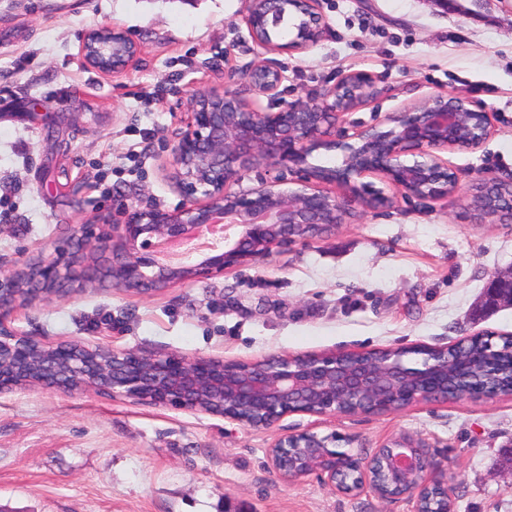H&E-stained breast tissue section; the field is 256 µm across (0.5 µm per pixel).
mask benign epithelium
Returning <instances> with one entry per match:
<instances>
[{
	"label": "benign epithelium",
	"mask_w": 512,
	"mask_h": 512,
	"mask_svg": "<svg viewBox=\"0 0 512 512\" xmlns=\"http://www.w3.org/2000/svg\"><path fill=\"white\" fill-rule=\"evenodd\" d=\"M308 6L302 32L285 44L268 43L257 35L256 21L273 22L288 0H248L246 21L253 41L269 50L298 51L318 41L322 16L318 0H298ZM112 36V48L98 49L93 34ZM139 46L117 28L84 34L85 63L108 75H119L135 64ZM287 79L284 71L260 61L248 73L255 98L208 90L190 96L171 149L173 178L183 195L173 210L137 209L125 203L117 210L120 223L70 224L53 254L33 266L24 263L0 271V346H7L13 364H0V390L23 381L30 360L28 336L7 325L19 305L61 293L58 285L86 281L87 267L75 262L78 250L101 246L114 288L150 294L176 283L207 280L228 269L268 254L272 248L328 234L344 222L351 207L376 208L393 203L380 189L370 190L362 179L381 177L404 196H448V178L459 188L457 172L443 162L450 149L478 146L486 138L491 115L456 97L437 95L422 105L393 112V127L365 126L351 135H331L340 116L366 100L373 88L365 73H350L320 98L287 105L277 111L262 107L260 98L273 100ZM321 147L343 155L341 166L314 167L307 158ZM260 168L291 172L295 187L283 188L278 179L246 190H231L242 177ZM334 183L346 190L343 199L318 189ZM224 224V244L194 255L175 266L156 261L161 239L192 236L203 224ZM36 271L35 287H17L20 272ZM512 306V270L496 273L479 302V314ZM108 364L91 359L86 347L73 343L54 346L43 376L33 384L53 391L94 389L110 397L177 410L221 416L254 430H270L286 415L303 413L326 417L373 414V404L391 400L388 410L417 403L453 399L480 400L511 396L500 389H478L467 382L448 391L441 374L447 358L426 355L419 366L391 352L376 357L337 352L318 356H276L240 367L237 361L191 359L177 354H142L114 350L98 343ZM107 376L100 388L94 380ZM275 476L288 483L319 475L334 491L345 495L370 492L383 501L405 499L411 512H424L433 498L452 502L448 470L435 462L428 446L413 437H397L370 456L336 448V434L323 437L300 433L278 438L268 449Z\"/></svg>",
	"instance_id": "benign-epithelium-1"
}]
</instances>
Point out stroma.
Instances as JSON below:
<instances>
[{
    "label": "stroma",
    "instance_id": "35a3bbf8",
    "mask_svg": "<svg viewBox=\"0 0 512 512\" xmlns=\"http://www.w3.org/2000/svg\"><path fill=\"white\" fill-rule=\"evenodd\" d=\"M324 27L304 51L265 52L245 0H0V269L48 255L65 225L98 224L117 203L173 210L169 159L189 97L248 95L263 59L287 79L279 107L345 75L373 99L339 129L382 123L437 95L492 117L475 149L444 158L461 176L442 200L397 196L357 208L330 234L142 295L86 286L18 308L8 323L47 343L254 362L272 356L442 347L478 329L512 333V307L473 324L472 303L512 265V222L475 223L479 175L512 179V0H319ZM140 47L112 78L80 56L90 28ZM336 434L369 455L392 437L428 443L448 466L456 512H512V396L421 403L378 415L284 416L257 431L220 416L22 387L0 391V512H411L403 499L342 495L316 476L284 483L267 450L281 436Z\"/></svg>",
    "mask_w": 512,
    "mask_h": 512
}]
</instances>
